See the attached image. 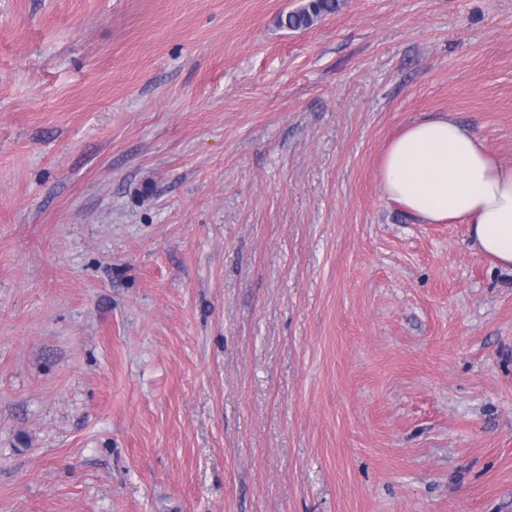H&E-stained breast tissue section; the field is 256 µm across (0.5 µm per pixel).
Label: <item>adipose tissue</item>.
Returning <instances> with one entry per match:
<instances>
[{"instance_id": "adipose-tissue-1", "label": "adipose tissue", "mask_w": 512, "mask_h": 512, "mask_svg": "<svg viewBox=\"0 0 512 512\" xmlns=\"http://www.w3.org/2000/svg\"><path fill=\"white\" fill-rule=\"evenodd\" d=\"M378 178L387 203L412 222L464 225L482 254L512 271V168L452 113L405 126Z\"/></svg>"}]
</instances>
